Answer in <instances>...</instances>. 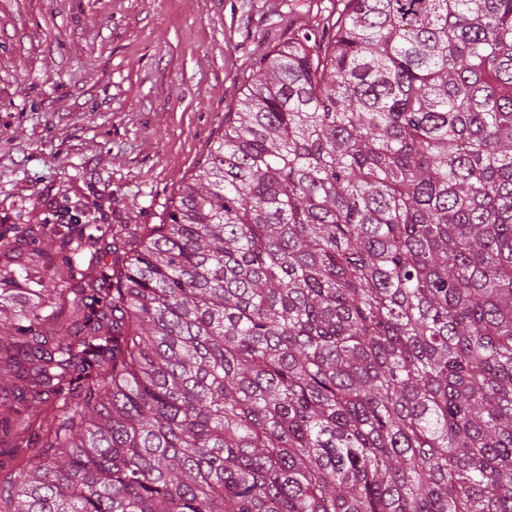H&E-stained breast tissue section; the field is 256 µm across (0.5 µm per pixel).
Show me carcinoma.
<instances>
[{"label": "carcinoma", "instance_id": "cac0c4a2", "mask_svg": "<svg viewBox=\"0 0 512 512\" xmlns=\"http://www.w3.org/2000/svg\"><path fill=\"white\" fill-rule=\"evenodd\" d=\"M44 230L0 512H512V0H337L163 223Z\"/></svg>", "mask_w": 512, "mask_h": 512}]
</instances>
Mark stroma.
I'll return each instance as SVG.
<instances>
[{"mask_svg":"<svg viewBox=\"0 0 512 512\" xmlns=\"http://www.w3.org/2000/svg\"><path fill=\"white\" fill-rule=\"evenodd\" d=\"M336 0H0V233L157 224L260 60Z\"/></svg>","mask_w":512,"mask_h":512,"instance_id":"35a3bbf8","label":"stroma"}]
</instances>
